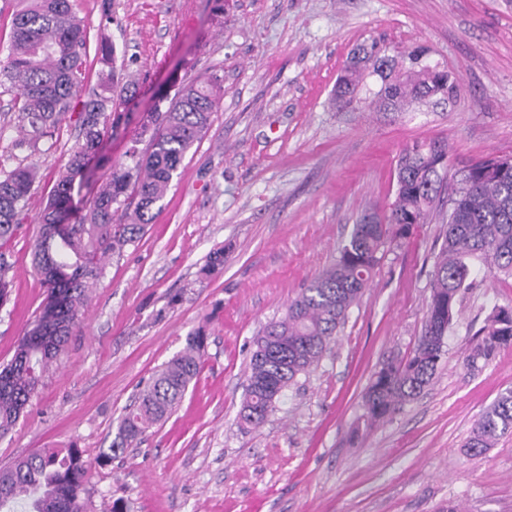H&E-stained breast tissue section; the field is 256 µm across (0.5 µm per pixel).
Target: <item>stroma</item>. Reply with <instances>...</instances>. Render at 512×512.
<instances>
[{
  "label": "stroma",
  "instance_id": "obj_1",
  "mask_svg": "<svg viewBox=\"0 0 512 512\" xmlns=\"http://www.w3.org/2000/svg\"><path fill=\"white\" fill-rule=\"evenodd\" d=\"M89 37L86 88L112 45L114 82L135 84L96 171L105 179L171 79L217 76L224 94L185 155L143 237L109 258L82 327L45 369L26 413L0 439V468L43 448L93 465L87 512H512V433L482 456L464 445L512 387V348L469 367L476 333L512 308V278L474 263L431 384L393 418L362 419V396L407 357L425 320L437 220L382 258L320 365L299 376L260 427L238 419L253 339L332 261L367 209H386L396 163L414 142L445 140L448 170L512 152V0H76ZM375 47L396 73L420 57L457 77L452 100L406 112L339 110L341 70ZM78 131L64 120L35 156V183L6 246L0 364L39 311L33 267L41 212ZM224 265L208 272L210 256ZM204 329L203 368L176 411L98 462L139 389Z\"/></svg>",
  "mask_w": 512,
  "mask_h": 512
}]
</instances>
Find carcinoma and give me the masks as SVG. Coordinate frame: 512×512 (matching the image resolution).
<instances>
[{"mask_svg": "<svg viewBox=\"0 0 512 512\" xmlns=\"http://www.w3.org/2000/svg\"><path fill=\"white\" fill-rule=\"evenodd\" d=\"M14 14L6 61L0 63V85L17 89L15 112L26 137L13 148L37 152V144L62 120L70 118L78 136L41 216L32 249L34 266L47 297L31 327L21 336L11 360L0 365V438L26 412L47 365L69 336L80 328L81 310L90 286L104 276L105 258L136 243L153 222L186 153L207 130L221 96L217 79L178 86L168 106L155 112L132 141L125 161L112 165L107 182L92 198L89 212L73 219L72 192L84 185L90 161L101 148L117 107L135 92L120 91L101 81L75 111L85 65L87 35L73 0H23ZM380 79L379 89L363 95L365 78ZM456 76L448 69L414 68L393 74L389 61L370 50L343 69L333 90L341 108L368 104L399 112L412 101L450 100ZM148 137L147 147L138 144ZM509 154L479 158L458 170L448 182V145L419 143L404 148L397 163V189L388 212L361 214L334 262L301 289L279 320L266 324L253 341L240 422L263 425L284 391L297 377L317 366L362 296L380 254L425 224L443 199L444 240L430 276L421 335L404 359L384 365L362 400L370 424L390 419L418 397L434 379L444 355L461 291L470 285L471 262L512 277V163ZM36 166L0 167V248L14 237L36 180ZM504 308L492 311L465 361L474 365L512 347V319ZM208 336L197 330L186 336L181 352L156 370L120 420L115 438L100 449L110 459L125 451L179 406L201 369ZM512 432V389L501 393L475 423L465 445L480 456ZM90 460L79 448H44L0 469V512L17 503L29 512H86L85 475Z\"/></svg>", "mask_w": 512, "mask_h": 512, "instance_id": "carcinoma-1", "label": "carcinoma"}]
</instances>
